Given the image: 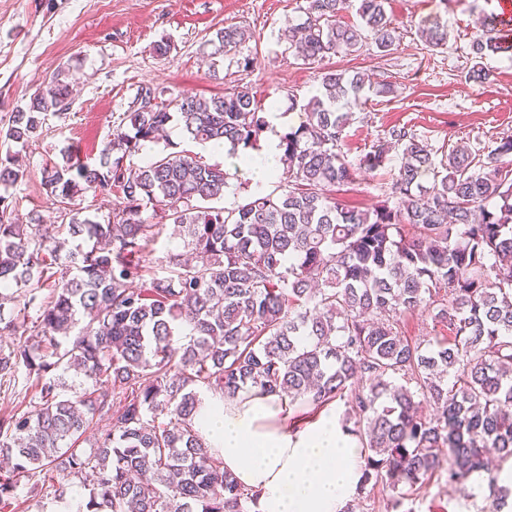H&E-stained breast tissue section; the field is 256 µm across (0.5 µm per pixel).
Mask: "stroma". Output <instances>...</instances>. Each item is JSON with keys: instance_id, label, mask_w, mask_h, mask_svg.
Masks as SVG:
<instances>
[{"instance_id": "35a3bbf8", "label": "stroma", "mask_w": 512, "mask_h": 512, "mask_svg": "<svg viewBox=\"0 0 512 512\" xmlns=\"http://www.w3.org/2000/svg\"><path fill=\"white\" fill-rule=\"evenodd\" d=\"M303 0H0V119L8 118L59 67L75 82L66 116L52 117L40 136L21 149L28 176L12 190L19 223L31 214L58 224L62 213L41 187L46 161H60L62 150L78 160L94 161L112 132L113 117L128 110L139 86L152 84L167 95L185 92L208 97L225 88L249 86L262 107L277 105L288 125L298 123L292 100L316 94L315 69L303 65L278 41L286 19L297 18ZM495 0H389L387 12L399 43L381 55L373 39L359 52L334 55L323 68L359 70L394 92L372 97L356 110L348 130L349 161L389 138L392 126H404L437 154L467 144L471 150L494 148L498 137L512 134V61L497 54L484 58L490 72L473 82L469 46L481 35L480 17L492 13ZM440 17L448 24V46L425 47L416 34L419 21ZM246 29L249 40L238 56L255 57L247 70L226 61L211 69L206 40L223 27ZM168 40L167 54L153 46ZM391 170L357 174L337 189L341 202L370 209L380 204ZM410 512H496L492 490L464 500L444 474L434 475L406 501ZM13 512H61L52 487L39 476L22 480Z\"/></svg>"}]
</instances>
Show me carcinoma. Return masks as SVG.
<instances>
[{"label": "carcinoma", "instance_id": "1", "mask_svg": "<svg viewBox=\"0 0 512 512\" xmlns=\"http://www.w3.org/2000/svg\"><path fill=\"white\" fill-rule=\"evenodd\" d=\"M387 0H305L278 41L313 65L358 52L370 34L391 54L398 40ZM354 6L359 23L342 20ZM470 46L469 77L481 60L511 53L494 16ZM432 48L448 44L436 17L418 26ZM248 38L228 26L208 40L214 59ZM393 93L364 73H320L318 94L281 136L279 194L254 192L221 204L237 177L168 143L144 145L176 124L192 142L252 147L266 128L251 89L210 98L143 85L92 162H47L41 185L67 210L66 224L14 222L9 188L27 171L18 145L40 136L48 116L71 105L61 68L0 127V335L24 344L0 350V386L19 367L35 374L36 406L0 418V505L33 470L68 504L70 478L88 490L77 512H248L256 494L224 469L200 434L202 389L233 398L254 389L316 410L348 398L366 448L357 487L373 483L399 508L432 474L446 472L463 496L490 454L512 459V135L477 154L458 144L437 160L406 127L387 199L347 207L334 188L391 163L375 145L353 164L345 152L353 112ZM433 175L431 185L422 179ZM119 199L103 221L83 214V193ZM152 205L160 221L142 218ZM172 224L189 255H169L172 274L147 266L149 244ZM51 292L38 298L37 290ZM422 310L448 328L427 345L401 335ZM434 413L424 412L425 406ZM105 422L89 447L80 440Z\"/></svg>", "mask_w": 512, "mask_h": 512}]
</instances>
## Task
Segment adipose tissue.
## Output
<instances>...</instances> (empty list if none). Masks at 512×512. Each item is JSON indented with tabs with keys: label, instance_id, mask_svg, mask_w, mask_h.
Masks as SVG:
<instances>
[{
	"label": "adipose tissue",
	"instance_id": "obj_1",
	"mask_svg": "<svg viewBox=\"0 0 512 512\" xmlns=\"http://www.w3.org/2000/svg\"><path fill=\"white\" fill-rule=\"evenodd\" d=\"M269 121L272 133L249 154L247 168L256 182L279 166L277 109H270ZM199 423L225 469L256 493L252 512H342L353 498L364 454L335 410L293 421L287 399L250 391L213 401Z\"/></svg>",
	"mask_w": 512,
	"mask_h": 512
}]
</instances>
